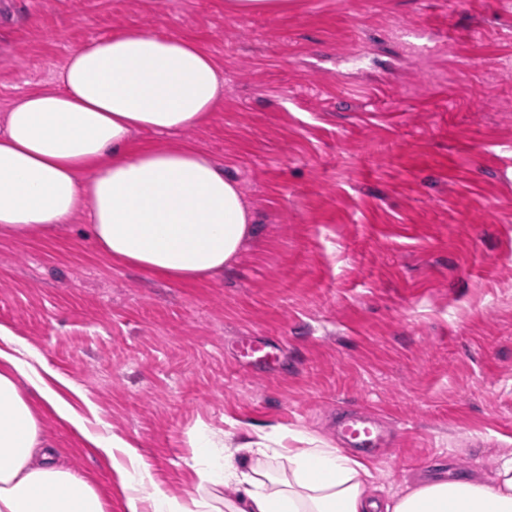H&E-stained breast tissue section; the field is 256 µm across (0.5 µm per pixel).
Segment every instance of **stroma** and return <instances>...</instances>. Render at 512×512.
Returning <instances> with one entry per match:
<instances>
[{
  "instance_id": "stroma-1",
  "label": "stroma",
  "mask_w": 512,
  "mask_h": 512,
  "mask_svg": "<svg viewBox=\"0 0 512 512\" xmlns=\"http://www.w3.org/2000/svg\"><path fill=\"white\" fill-rule=\"evenodd\" d=\"M138 26L194 40L224 75L187 142L235 178L256 233L208 281L104 254L82 217L0 234V324L35 349L89 428L139 445L193 494L194 430H303L337 408L400 432L364 456L388 497L427 476L489 479L512 452V0H0V122L55 87L87 40ZM264 342L276 364H248ZM86 401H75L73 388ZM43 432L124 512L109 462L53 413ZM224 8L240 15L273 14L287 11L288 0H226Z\"/></svg>"
}]
</instances>
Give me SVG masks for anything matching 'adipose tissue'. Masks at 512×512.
<instances>
[{
  "instance_id": "1",
  "label": "adipose tissue",
  "mask_w": 512,
  "mask_h": 512,
  "mask_svg": "<svg viewBox=\"0 0 512 512\" xmlns=\"http://www.w3.org/2000/svg\"><path fill=\"white\" fill-rule=\"evenodd\" d=\"M224 79L194 41L129 28L78 46L51 90L18 98L0 134V233H49L84 214L115 261L194 282L223 272L256 231L237 181L191 144L134 146L137 132L204 123ZM0 325V512H111L88 478L62 465L42 438L38 403L109 459L126 512H512V455L491 483L422 481L387 499L355 456L303 431H254L238 440L208 428L193 437L195 494L157 483L139 448L91 431ZM233 488L231 498L220 488Z\"/></svg>"
}]
</instances>
